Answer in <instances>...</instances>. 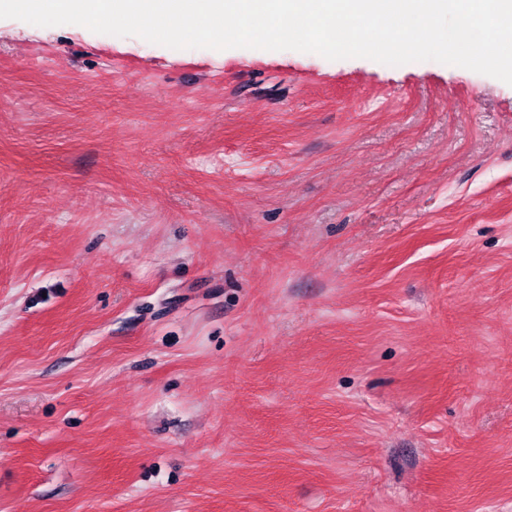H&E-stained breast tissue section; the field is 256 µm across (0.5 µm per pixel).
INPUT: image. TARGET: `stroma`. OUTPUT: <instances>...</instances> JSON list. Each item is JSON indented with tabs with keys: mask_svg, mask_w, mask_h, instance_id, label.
Here are the masks:
<instances>
[{
	"mask_svg": "<svg viewBox=\"0 0 512 512\" xmlns=\"http://www.w3.org/2000/svg\"><path fill=\"white\" fill-rule=\"evenodd\" d=\"M0 512H512V86L0 19Z\"/></svg>",
	"mask_w": 512,
	"mask_h": 512,
	"instance_id": "35a3bbf8",
	"label": "stroma"
}]
</instances>
